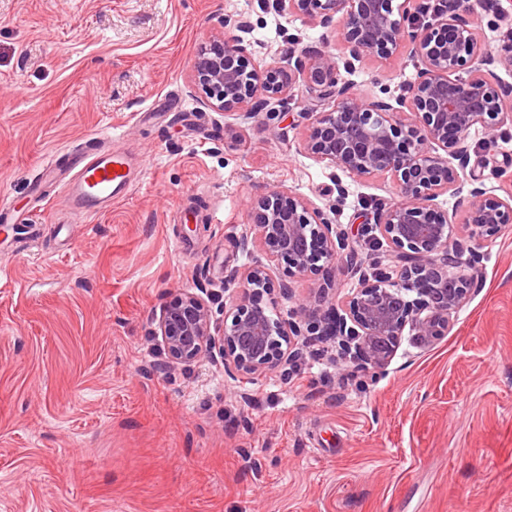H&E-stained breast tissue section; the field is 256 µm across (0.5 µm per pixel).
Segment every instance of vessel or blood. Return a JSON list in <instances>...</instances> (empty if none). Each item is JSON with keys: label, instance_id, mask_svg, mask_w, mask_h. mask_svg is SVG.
<instances>
[{"label": "vessel or blood", "instance_id": "b4317fda", "mask_svg": "<svg viewBox=\"0 0 512 512\" xmlns=\"http://www.w3.org/2000/svg\"><path fill=\"white\" fill-rule=\"evenodd\" d=\"M69 169L67 197L77 217L100 214L128 194L131 179L125 153L89 144L72 155Z\"/></svg>", "mask_w": 512, "mask_h": 512}]
</instances>
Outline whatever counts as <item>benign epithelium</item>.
<instances>
[{
	"instance_id": "benign-epithelium-1",
	"label": "benign epithelium",
	"mask_w": 512,
	"mask_h": 512,
	"mask_svg": "<svg viewBox=\"0 0 512 512\" xmlns=\"http://www.w3.org/2000/svg\"><path fill=\"white\" fill-rule=\"evenodd\" d=\"M263 0L266 11L303 16L313 24L340 31L345 52L295 42L288 68L269 63L247 66L253 25L229 15L224 33L200 47L191 88L207 106L231 111L246 124L275 107L288 105L297 82L319 98L333 97L332 112H309L304 151L315 161L357 176L388 175L401 200L380 202L363 214L356 230L340 229L320 208L295 193L273 189L247 204L250 233L237 240L246 251L256 245L267 263L252 264L224 280L239 299L214 325L207 303L179 293L163 307L155 333L163 338L173 364L221 359L224 373L253 382L271 372L290 374L305 354L319 356L314 343H332L346 367L364 372L384 368L403 336L430 346L448 335L454 314L477 288L472 273L477 255L453 238L452 219L437 199L451 194L468 200L469 237L481 240L512 224V193L499 197L466 173L471 134L494 137L512 123V83L496 69L512 68V41L500 53L476 36L469 10L448 7V0ZM415 78L387 99H371L342 80L366 58L389 60L404 45ZM407 112L405 124L392 119ZM395 252L390 268L374 262L369 278L345 308L301 303L288 315L273 316L274 292H289L288 282L274 288L272 273L286 277L318 275L344 254L355 264L358 249L376 240Z\"/></svg>"
}]
</instances>
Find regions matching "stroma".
Segmentation results:
<instances>
[{
  "instance_id": "obj_1",
  "label": "stroma",
  "mask_w": 512,
  "mask_h": 512,
  "mask_svg": "<svg viewBox=\"0 0 512 512\" xmlns=\"http://www.w3.org/2000/svg\"><path fill=\"white\" fill-rule=\"evenodd\" d=\"M243 13L251 61L336 31L258 0H0V512H512V224L477 243L480 283L432 346L403 334L388 365L304 359L244 384L209 359L168 366L155 319L179 292L222 323L250 199L282 187L349 227L396 201L391 180L335 174L285 110L243 126L189 92L199 46ZM407 52L348 80L383 98ZM128 153L130 196L79 221L54 156L91 138ZM469 168L512 189V124L475 135ZM348 194L336 198V184ZM387 243L337 262L344 307Z\"/></svg>"
}]
</instances>
